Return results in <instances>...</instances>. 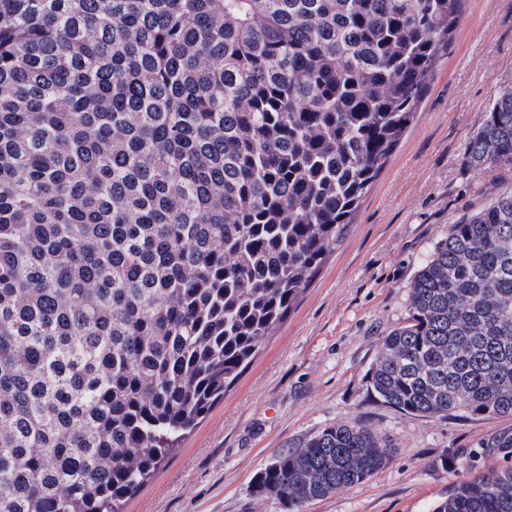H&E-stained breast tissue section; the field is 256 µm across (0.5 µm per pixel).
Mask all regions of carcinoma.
<instances>
[{"mask_svg":"<svg viewBox=\"0 0 512 512\" xmlns=\"http://www.w3.org/2000/svg\"><path fill=\"white\" fill-rule=\"evenodd\" d=\"M464 2L0 0V512H122L345 239ZM467 162L512 166V88ZM368 382L512 416V192L448 225ZM394 453L326 427L255 488L302 512ZM464 468L432 512H512V466Z\"/></svg>","mask_w":512,"mask_h":512,"instance_id":"cac0c4a2","label":"carcinoma"}]
</instances>
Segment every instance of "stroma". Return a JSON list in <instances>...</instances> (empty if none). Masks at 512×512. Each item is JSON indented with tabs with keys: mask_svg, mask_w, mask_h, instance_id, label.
<instances>
[{
	"mask_svg": "<svg viewBox=\"0 0 512 512\" xmlns=\"http://www.w3.org/2000/svg\"><path fill=\"white\" fill-rule=\"evenodd\" d=\"M512 87V0H465L415 117L355 222L254 361L124 512H284L254 493L262 468L323 428L358 422L387 434L390 463L304 512H432L472 453L512 434V416L400 413L367 390L383 338L407 315L408 285L436 242L512 169L466 159L494 99Z\"/></svg>",
	"mask_w": 512,
	"mask_h": 512,
	"instance_id": "35a3bbf8",
	"label": "stroma"
}]
</instances>
